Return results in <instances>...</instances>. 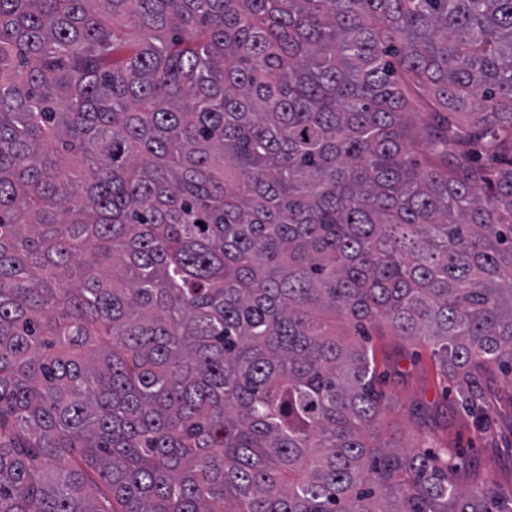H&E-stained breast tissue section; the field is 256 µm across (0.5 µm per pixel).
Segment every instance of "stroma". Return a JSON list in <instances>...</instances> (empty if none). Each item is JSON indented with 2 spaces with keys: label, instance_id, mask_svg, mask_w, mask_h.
<instances>
[{
  "label": "stroma",
  "instance_id": "35a3bbf8",
  "mask_svg": "<svg viewBox=\"0 0 512 512\" xmlns=\"http://www.w3.org/2000/svg\"><path fill=\"white\" fill-rule=\"evenodd\" d=\"M370 345L382 388L393 412L385 442L411 446L429 440L460 456L461 484L493 481L512 492V382L499 370L485 373V393L492 411L477 418L456 403L457 393L436 368L428 349L399 337L375 335Z\"/></svg>",
  "mask_w": 512,
  "mask_h": 512
}]
</instances>
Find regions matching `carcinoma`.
Here are the masks:
<instances>
[{"label":"carcinoma","instance_id":"obj_1","mask_svg":"<svg viewBox=\"0 0 512 512\" xmlns=\"http://www.w3.org/2000/svg\"><path fill=\"white\" fill-rule=\"evenodd\" d=\"M375 328L512 373V0H0V512H512Z\"/></svg>","mask_w":512,"mask_h":512}]
</instances>
